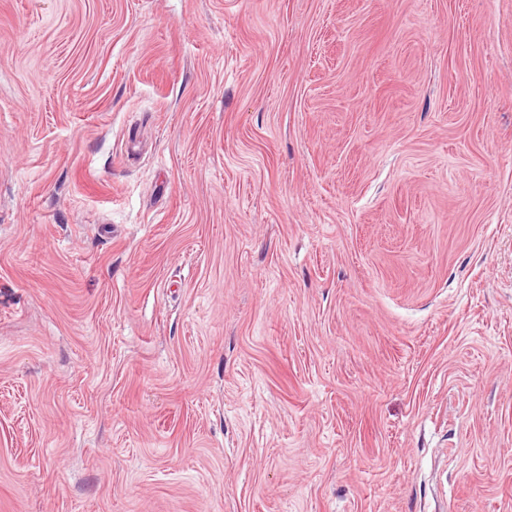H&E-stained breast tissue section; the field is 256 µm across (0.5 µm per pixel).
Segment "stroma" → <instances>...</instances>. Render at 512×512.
Wrapping results in <instances>:
<instances>
[{"label":"stroma","mask_w":512,"mask_h":512,"mask_svg":"<svg viewBox=\"0 0 512 512\" xmlns=\"http://www.w3.org/2000/svg\"><path fill=\"white\" fill-rule=\"evenodd\" d=\"M0 512H512V0H0Z\"/></svg>","instance_id":"1"}]
</instances>
